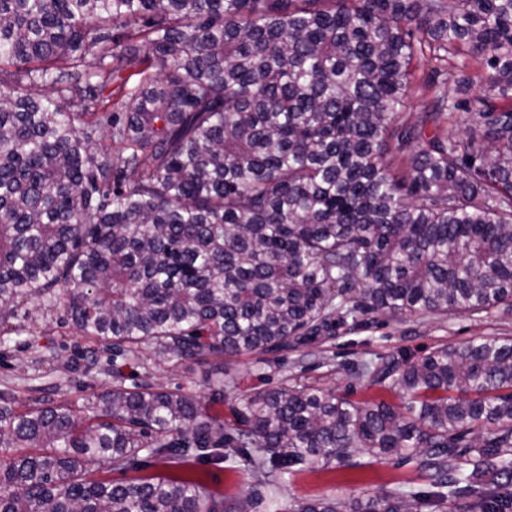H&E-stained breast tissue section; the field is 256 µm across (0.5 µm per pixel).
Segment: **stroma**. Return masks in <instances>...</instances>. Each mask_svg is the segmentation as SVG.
I'll return each mask as SVG.
<instances>
[{"instance_id":"35a3bbf8","label":"stroma","mask_w":512,"mask_h":512,"mask_svg":"<svg viewBox=\"0 0 512 512\" xmlns=\"http://www.w3.org/2000/svg\"><path fill=\"white\" fill-rule=\"evenodd\" d=\"M37 328L36 334L8 336L0 344V393L25 402L33 397L67 400L75 409L112 384L106 372L116 364L125 377L147 379L171 389H182L207 400L211 415L232 421V410L248 395L277 386L282 381L299 385L336 388L355 402L400 403L399 390L371 385L355 373L357 366L377 358L402 354L412 358L427 355L442 346H462L477 336L512 338V311L498 306L483 312H448L383 318L381 323L363 326L333 339L319 340L297 349L264 356L208 358L205 363L165 361L143 352L140 360L113 359L95 351L92 343L61 325L56 314L47 312L42 299L27 306ZM224 381V400L210 403L212 384ZM358 466L336 467L308 461L286 476L279 488L285 503L296 505L315 499L350 502L367 494L386 491L418 480L412 465L396 461H375L358 454ZM150 475L194 478L216 497L238 500L256 496L257 486L238 463L219 465L194 462H155L146 469Z\"/></svg>"}]
</instances>
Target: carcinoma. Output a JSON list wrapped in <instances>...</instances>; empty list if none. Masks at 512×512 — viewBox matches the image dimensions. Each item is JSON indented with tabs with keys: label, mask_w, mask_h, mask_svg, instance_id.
<instances>
[{
	"label": "carcinoma",
	"mask_w": 512,
	"mask_h": 512,
	"mask_svg": "<svg viewBox=\"0 0 512 512\" xmlns=\"http://www.w3.org/2000/svg\"><path fill=\"white\" fill-rule=\"evenodd\" d=\"M429 56L476 63L456 83L482 94L407 111ZM0 86V339L36 297L135 360L512 307V0H0ZM357 373L404 403L285 383L226 423L117 367L83 417L0 395V512H237L94 474L235 460L273 498L360 449L428 490L274 512H512V340Z\"/></svg>",
	"instance_id": "1"
}]
</instances>
